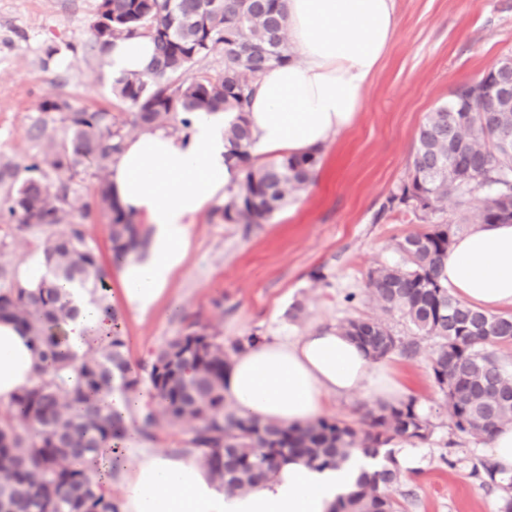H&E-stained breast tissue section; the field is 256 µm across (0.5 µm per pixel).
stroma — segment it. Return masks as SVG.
<instances>
[{
	"instance_id": "1",
	"label": "stroma",
	"mask_w": 512,
	"mask_h": 512,
	"mask_svg": "<svg viewBox=\"0 0 512 512\" xmlns=\"http://www.w3.org/2000/svg\"><path fill=\"white\" fill-rule=\"evenodd\" d=\"M99 5L0 0V165L26 169L42 158L47 135L64 137L53 113L40 109L48 99L117 113L125 138L139 135L131 108L116 105L100 53L88 45ZM395 12L396 37L363 106L352 127L331 139L306 191L248 233L206 210L192 226L185 268L157 307L144 316L122 313L132 363L195 318L228 342L301 334L358 317L389 321L406 335L402 321L371 298L368 274L423 224L406 207L384 214L379 208L406 179L427 113L457 85L512 57V0H395ZM43 239L39 228L0 224V287L19 284ZM431 348L425 340L415 357H388L409 380L432 429L426 442L393 445L398 453L412 448L418 459L403 483L413 492L405 512H499L498 490L472 474L490 443L454 428L432 375Z\"/></svg>"
}]
</instances>
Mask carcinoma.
Segmentation results:
<instances>
[{
  "label": "carcinoma",
  "mask_w": 512,
  "mask_h": 512,
  "mask_svg": "<svg viewBox=\"0 0 512 512\" xmlns=\"http://www.w3.org/2000/svg\"><path fill=\"white\" fill-rule=\"evenodd\" d=\"M287 31L285 0H101L90 29L89 41L101 51L122 37L145 36L154 43L149 73H131L112 85L117 106L134 109L135 125L148 131L176 120L186 126L198 112L229 113L224 141L242 177L215 212L243 225L246 234L308 186L317 162L295 156L258 164L248 151L251 97L266 68L293 56ZM215 49L224 53L221 72L184 79ZM495 85L490 78L463 83L458 95L428 113L409 176L381 208L403 205L427 224L398 241L394 256L369 274L370 295L398 314L413 337L405 340L388 323L371 318L338 326L375 360L396 350L413 356L418 339H432L431 371L448 415L459 432L481 439L512 423V371L492 352L512 343V313L478 310L451 294L444 269L455 221L444 214L448 201L463 208L478 193L482 223H512V145H502L503 135L512 137V111L482 105L486 87ZM41 109L58 113L65 127L62 139H50L42 164L31 166H45L42 176L21 178L10 165H0L1 223L64 226L43 242L45 274L37 287L0 289V318L29 332L39 360L36 383L15 407L0 412V512H119L112 494L85 467L91 455L127 431L126 421L104 402L116 382L134 395L143 388L151 392L150 407L133 419L141 437L152 440L165 427L184 428L178 452L195 456L228 494L250 492L290 460L339 469L359 452L370 468L331 512H404L389 493L402 480L391 445L424 442L431 433L414 398L377 402L359 428L326 417L304 426L244 418L226 404L224 373L230 355L257 337L226 344L198 321L152 352L143 375L132 370L115 310L112 336L81 356L69 350L64 326L77 308L59 283L90 286L102 301L107 277L85 239L91 205L76 214L69 209L71 184L83 168L105 171L121 152L124 134L119 118L104 110H74L65 101L49 100ZM94 204L111 214L112 257L137 255L146 233L112 197L108 179L99 182ZM473 474L486 486L498 484V468L489 459L479 460Z\"/></svg>",
  "instance_id": "obj_1"
}]
</instances>
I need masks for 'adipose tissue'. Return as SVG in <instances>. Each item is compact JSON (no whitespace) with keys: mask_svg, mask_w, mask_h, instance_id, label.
<instances>
[{"mask_svg":"<svg viewBox=\"0 0 512 512\" xmlns=\"http://www.w3.org/2000/svg\"><path fill=\"white\" fill-rule=\"evenodd\" d=\"M288 33L297 53L269 67L252 97L251 154L258 162L324 151L349 129L397 28L394 0H286ZM154 46L146 37L114 40L103 51L113 77L146 71ZM240 171L224 145L222 113L197 114L174 132H145L125 142L112 165L120 207L144 221L149 246L117 265L118 295L135 315L152 311L185 266L191 228L215 199L236 185ZM448 286L465 304L512 310V224H481L457 237L445 262ZM79 310L68 336L82 351L90 333L104 336L112 321L87 290L71 288ZM38 360L25 330L0 319V404L31 388ZM408 383L386 361L372 360L333 327L261 341L238 354L224 376V395L238 412L264 423L303 425L322 417L332 399L371 393L399 400ZM129 441L105 449L92 471L111 481L113 460L129 459L120 487L121 512H330L359 473L357 466L317 470L300 461L248 494L230 496L196 458L143 451Z\"/></svg>","mask_w":512,"mask_h":512,"instance_id":"ef3b65f1","label":"adipose tissue"}]
</instances>
